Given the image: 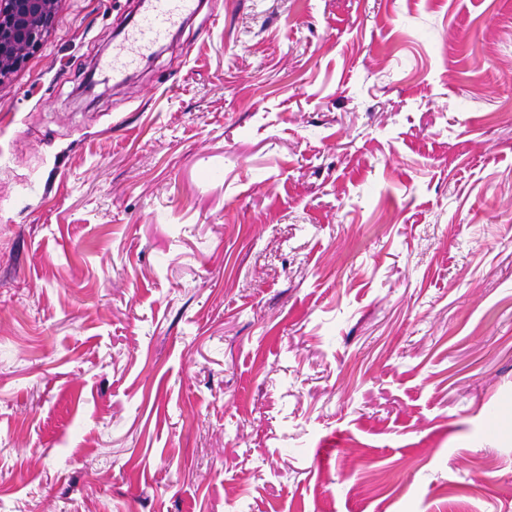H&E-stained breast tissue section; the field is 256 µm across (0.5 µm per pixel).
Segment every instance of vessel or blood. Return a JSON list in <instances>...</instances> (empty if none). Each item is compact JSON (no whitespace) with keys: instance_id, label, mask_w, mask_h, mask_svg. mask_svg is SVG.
Masks as SVG:
<instances>
[{"instance_id":"vessel-or-blood-1","label":"vessel or blood","mask_w":512,"mask_h":512,"mask_svg":"<svg viewBox=\"0 0 512 512\" xmlns=\"http://www.w3.org/2000/svg\"><path fill=\"white\" fill-rule=\"evenodd\" d=\"M198 9V0H147V5L123 40L112 52L106 67L122 76L169 36L171 30Z\"/></svg>"}]
</instances>
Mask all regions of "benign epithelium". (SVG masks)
I'll return each instance as SVG.
<instances>
[{"label":"benign epithelium","mask_w":512,"mask_h":512,"mask_svg":"<svg viewBox=\"0 0 512 512\" xmlns=\"http://www.w3.org/2000/svg\"><path fill=\"white\" fill-rule=\"evenodd\" d=\"M58 0H0V85L50 32Z\"/></svg>","instance_id":"obj_1"}]
</instances>
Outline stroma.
Segmentation results:
<instances>
[{
  "label": "stroma",
  "instance_id": "1",
  "mask_svg": "<svg viewBox=\"0 0 512 512\" xmlns=\"http://www.w3.org/2000/svg\"><path fill=\"white\" fill-rule=\"evenodd\" d=\"M135 6L0 88V512H512V0H206L115 81Z\"/></svg>",
  "mask_w": 512,
  "mask_h": 512
}]
</instances>
